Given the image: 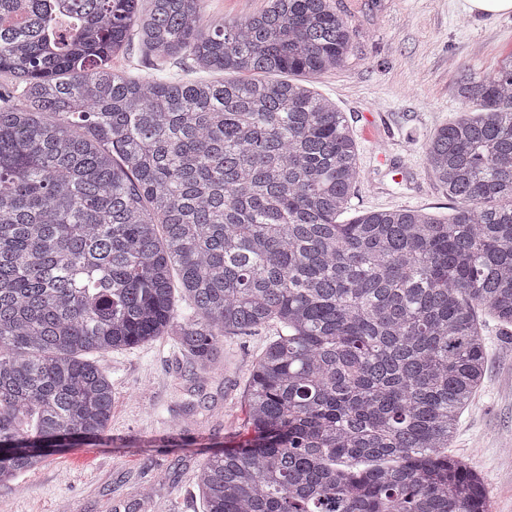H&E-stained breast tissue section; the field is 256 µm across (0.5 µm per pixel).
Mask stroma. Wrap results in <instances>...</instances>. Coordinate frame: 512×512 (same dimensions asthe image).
<instances>
[{"mask_svg":"<svg viewBox=\"0 0 512 512\" xmlns=\"http://www.w3.org/2000/svg\"><path fill=\"white\" fill-rule=\"evenodd\" d=\"M354 30L341 69L314 78L315 89L343 112L359 149L361 181L349 214L398 207L439 216L454 204L432 177L425 144L455 119L453 61L494 69L512 55V12L474 17L467 0H332ZM129 78L223 80L188 63L156 64L139 40L113 56ZM386 162H378L379 153ZM275 327L224 341L217 370L191 383L170 339L93 354L112 382V416L93 438L69 443L43 466L21 475L17 492H0V512H115L140 500L139 512H204L196 475L209 459L241 447L247 436L249 369L276 336ZM486 381L463 412L449 456L484 477L489 512H512V337L485 332Z\"/></svg>","mask_w":512,"mask_h":512,"instance_id":"35a3bbf8","label":"stroma"}]
</instances>
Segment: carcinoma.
I'll list each match as a JSON object with an SVG mask.
<instances>
[{
  "mask_svg": "<svg viewBox=\"0 0 512 512\" xmlns=\"http://www.w3.org/2000/svg\"><path fill=\"white\" fill-rule=\"evenodd\" d=\"M0 0V490L103 431L90 352L167 337L188 375L275 321L252 364L251 438L197 475L205 512H487L448 458L482 389L483 327L512 336V55L462 72L460 115L425 144L454 213L368 211L344 113L307 85L344 66L330 0ZM159 61L232 80L130 79ZM180 290L191 312L174 303ZM264 0H204L203 13L211 22L242 19L262 9ZM189 60L181 63L156 64L146 55L145 49L136 37L125 48L112 56V69L129 78H142L153 75L158 78H178L185 81L204 79L209 81H223L232 79L233 74L221 71H199L189 66Z\"/></svg>",
  "mask_w": 512,
  "mask_h": 512,
  "instance_id": "cac0c4a2",
  "label": "carcinoma"
}]
</instances>
